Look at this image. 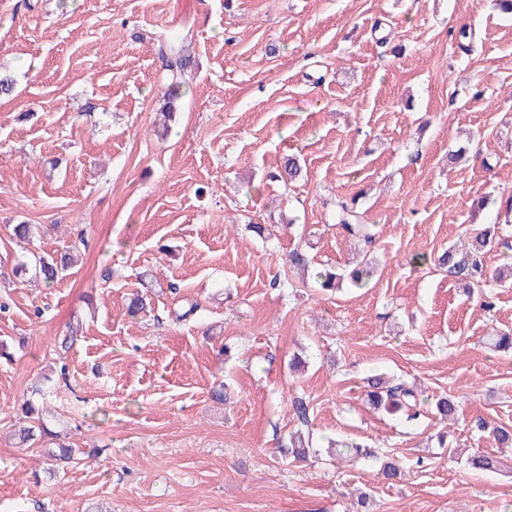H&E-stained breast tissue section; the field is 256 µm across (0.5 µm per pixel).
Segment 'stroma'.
Here are the masks:
<instances>
[{
    "label": "stroma",
    "mask_w": 512,
    "mask_h": 512,
    "mask_svg": "<svg viewBox=\"0 0 512 512\" xmlns=\"http://www.w3.org/2000/svg\"><path fill=\"white\" fill-rule=\"evenodd\" d=\"M148 31L196 62L165 131ZM0 67L17 81L0 98V512H362V493L371 512H512V448L480 429L512 425V356L485 343L512 333V283L469 291L410 261L488 225L487 269L512 259V15L485 0H0ZM289 154L299 180H271ZM339 196L379 235L366 286L329 294L285 268L296 247L314 271L352 262L329 219ZM22 221L40 228L27 244ZM79 235L57 285L15 274ZM141 272L153 311L132 318ZM282 274L290 287H271ZM377 373L429 406L456 396L455 420L370 407ZM293 395L309 403L305 465L286 450ZM26 399L92 456L48 476L44 443L14 435ZM341 439L377 455L340 460ZM477 452L501 472L472 469Z\"/></svg>",
    "instance_id": "1"
}]
</instances>
